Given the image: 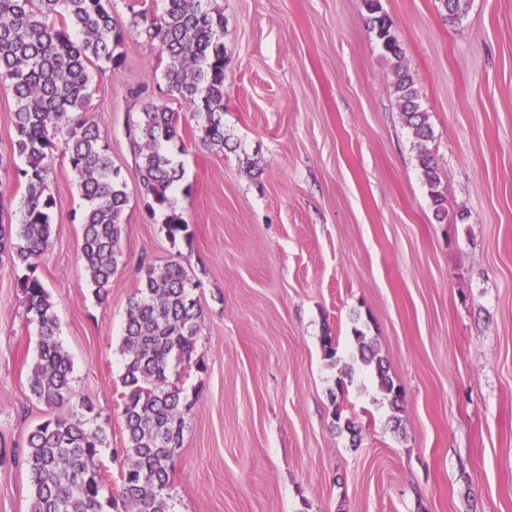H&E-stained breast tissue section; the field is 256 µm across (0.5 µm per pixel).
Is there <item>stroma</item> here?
Listing matches in <instances>:
<instances>
[{
	"mask_svg": "<svg viewBox=\"0 0 512 512\" xmlns=\"http://www.w3.org/2000/svg\"><path fill=\"white\" fill-rule=\"evenodd\" d=\"M224 133L191 134L190 106L162 88L158 41L112 0L126 32L118 69L91 68L90 117L129 204L112 293L98 303L80 259L86 202L55 156L52 246L38 274L73 362L67 411L92 403L121 490L120 342L147 261L197 281L204 370L180 383L192 409L170 475L171 512H512V0H469L449 23L436 0H380L404 47L445 173L438 222L391 68L363 0H218ZM148 87L180 115L170 145L191 240L149 216L126 135ZM464 220H457V213ZM17 274L0 262V512H29L26 437L48 409L28 379L38 336ZM404 390L392 413L364 371L338 387L355 330ZM358 437L336 429L334 405Z\"/></svg>",
	"mask_w": 512,
	"mask_h": 512,
	"instance_id": "obj_1",
	"label": "stroma"
}]
</instances>
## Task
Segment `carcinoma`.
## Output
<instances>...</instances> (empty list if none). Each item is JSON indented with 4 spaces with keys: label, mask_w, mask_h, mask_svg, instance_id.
Segmentation results:
<instances>
[{
    "label": "carcinoma",
    "mask_w": 512,
    "mask_h": 512,
    "mask_svg": "<svg viewBox=\"0 0 512 512\" xmlns=\"http://www.w3.org/2000/svg\"><path fill=\"white\" fill-rule=\"evenodd\" d=\"M216 0H165L160 19L150 23L165 57L166 94L188 103L197 117L201 140L220 148L224 136V13ZM448 22L464 17L468 0H438ZM368 22L392 70V95L417 148V162L435 217L448 218L442 169L428 147L434 131L421 108L420 93L404 63V50L379 0H364ZM123 31L112 18V0H0V85L15 101L13 154L25 187L21 223L0 224V253L23 271L17 287L26 312L37 327L38 355L29 377L31 395L54 413L27 437L24 462L30 485V512H168L170 472L192 403L177 384L178 369H204L197 336L202 312L194 297V279L178 262L140 265L136 292L129 298L121 351L126 467L119 497L104 496L100 449L108 446L106 428L84 414L64 413L69 400L72 364L58 340L54 304L37 275L41 257L51 247V214L56 206L47 175L58 150L55 133L67 129L62 154L79 179L88 207L82 220L80 260L98 302L108 300L120 256L128 204L109 147L98 125L87 116L90 67L119 68ZM140 111L126 128L139 171L144 209L162 224L170 239L188 238L189 225L175 196L183 167L168 143L177 137L179 114L153 101L148 88ZM356 350L345 365V380L354 364L373 372V380L393 409L403 389L389 374L384 359L367 336L356 332Z\"/></svg>",
    "instance_id": "1"
}]
</instances>
